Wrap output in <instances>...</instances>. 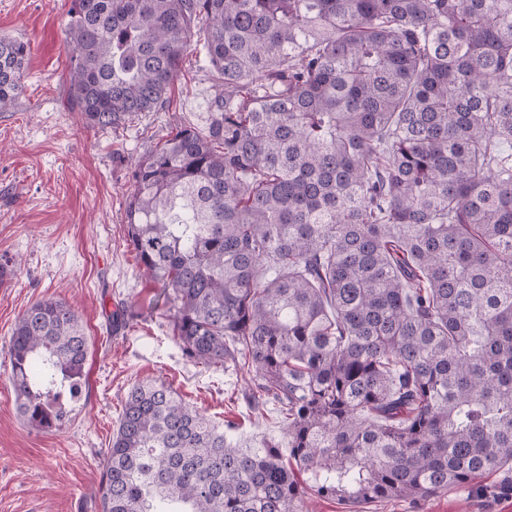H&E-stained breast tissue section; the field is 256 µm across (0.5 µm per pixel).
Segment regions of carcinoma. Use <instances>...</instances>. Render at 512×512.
Returning <instances> with one entry per match:
<instances>
[{
  "instance_id": "cac0c4a2",
  "label": "carcinoma",
  "mask_w": 512,
  "mask_h": 512,
  "mask_svg": "<svg viewBox=\"0 0 512 512\" xmlns=\"http://www.w3.org/2000/svg\"><path fill=\"white\" fill-rule=\"evenodd\" d=\"M68 102L117 129L204 126L132 167L126 244L190 362L251 373L282 437L244 448L156 381L127 394L100 512H307L512 483V0H71ZM29 44L0 38V112ZM20 411L61 428L89 342L33 303L9 342ZM288 454H283V449Z\"/></svg>"
}]
</instances>
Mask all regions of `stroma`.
Returning <instances> with one entry per match:
<instances>
[{
	"label": "stroma",
	"instance_id": "35a3bbf8",
	"mask_svg": "<svg viewBox=\"0 0 512 512\" xmlns=\"http://www.w3.org/2000/svg\"><path fill=\"white\" fill-rule=\"evenodd\" d=\"M68 0H0V35L27 41L24 91L0 112V512H99L94 496L124 400L140 380L164 383L244 446L280 438L272 406H250V375L239 366L193 364L169 335L170 313L157 304L126 246L131 164L164 141L179 121L207 111L218 77L190 55L165 112L129 126L100 129L66 106ZM66 301L89 339L87 384L57 431L27 425L10 378L8 342L34 302ZM501 474L486 494L451 490L414 510L405 501L367 512H512Z\"/></svg>",
	"mask_w": 512,
	"mask_h": 512
}]
</instances>
